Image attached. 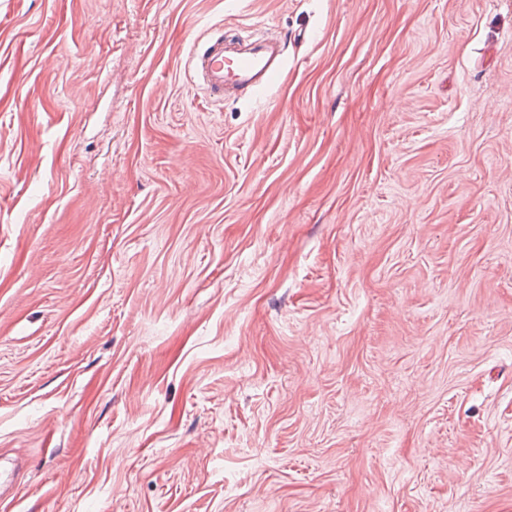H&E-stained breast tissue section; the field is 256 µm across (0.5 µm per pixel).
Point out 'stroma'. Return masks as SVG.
<instances>
[{
  "label": "stroma",
  "instance_id": "1",
  "mask_svg": "<svg viewBox=\"0 0 512 512\" xmlns=\"http://www.w3.org/2000/svg\"><path fill=\"white\" fill-rule=\"evenodd\" d=\"M0 458V512H512V0H0ZM190 63L201 86L218 100L268 89L281 80L288 65L280 40L243 41L237 36L209 41Z\"/></svg>",
  "mask_w": 512,
  "mask_h": 512
}]
</instances>
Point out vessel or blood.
<instances>
[{"label":"vessel or blood","instance_id":"vessel-or-blood-1","mask_svg":"<svg viewBox=\"0 0 512 512\" xmlns=\"http://www.w3.org/2000/svg\"><path fill=\"white\" fill-rule=\"evenodd\" d=\"M191 68L209 95L221 100L277 84L287 61L280 40L244 41L230 36L211 40L204 51L194 53Z\"/></svg>","mask_w":512,"mask_h":512}]
</instances>
